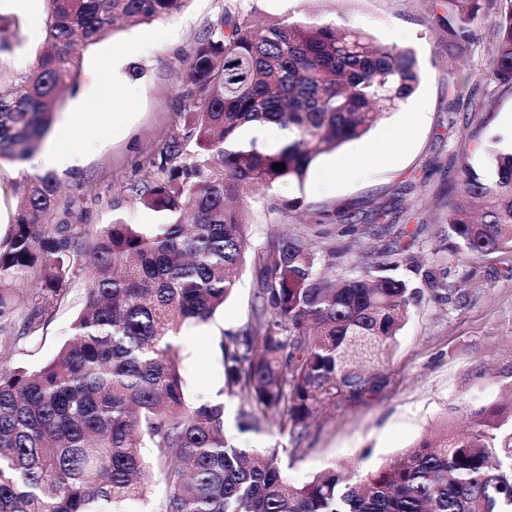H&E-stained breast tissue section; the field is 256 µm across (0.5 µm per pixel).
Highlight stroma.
I'll return each instance as SVG.
<instances>
[{
    "label": "stroma",
    "mask_w": 512,
    "mask_h": 512,
    "mask_svg": "<svg viewBox=\"0 0 512 512\" xmlns=\"http://www.w3.org/2000/svg\"><path fill=\"white\" fill-rule=\"evenodd\" d=\"M237 12L261 22H333L369 30L381 45L413 49L421 75L418 89L397 111L364 138L319 157L303 183L255 192L246 211L252 249L290 232L307 234L320 252L324 243L315 224L332 230L353 224L360 245L337 259V274H359L398 240L408 245L409 259L391 268L390 276L419 284L413 268L418 261L436 270L440 287L412 308L366 390L322 406L302 435L238 432L237 416L246 405L236 398L224 402L228 434L242 448H287L288 475L302 484L328 468H378L445 425L466 432L467 409L512 396L499 377L512 369V249L457 254L448 234V187L460 176L456 156L462 147L472 148L471 162L484 172V146H512V85L474 80L493 60L496 35L485 20L475 22L474 40L462 57L448 40L446 12L436 0H188L177 14L139 26L116 24L95 44L79 48L75 85L54 107L53 129L78 114L96 126L99 140L80 144L78 165L55 173L62 196L73 203L71 221L92 229L118 217L162 223V215L143 207L130 188L156 177L160 148L182 135L186 52L221 17ZM0 19L10 23L11 48L0 52V75L8 77L31 65L42 45L43 0H26L21 8L0 0ZM135 66L141 75L132 74ZM479 103L486 111H476ZM399 128L404 141L393 151L386 142ZM350 159L357 162L350 176L326 178L332 161ZM41 174L31 160L0 161V245L16 224L19 185ZM272 198L285 202V210L269 211ZM379 206L387 214L381 223L374 219ZM257 292L258 272L249 262L223 311L181 327L177 347L190 401L217 398L224 385L218 340L251 320ZM85 301L82 282L72 283L49 323L15 352L14 363L35 367L50 360L69 339Z\"/></svg>",
    "instance_id": "stroma-1"
}]
</instances>
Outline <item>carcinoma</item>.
Returning <instances> with one entry per match:
<instances>
[{
  "mask_svg": "<svg viewBox=\"0 0 512 512\" xmlns=\"http://www.w3.org/2000/svg\"><path fill=\"white\" fill-rule=\"evenodd\" d=\"M35 62L0 77V159L24 162L53 123V105L80 67L75 42L95 43L120 21L136 26L187 0H44ZM496 49L488 80L512 83V0H487ZM448 35L472 42L480 0H443ZM181 91L184 142L160 150V176L131 187L166 217L146 227L117 218L89 234L46 218L58 209L51 174L20 186L19 216L0 248V351L30 338L82 280L85 307L49 362L0 359V512H124L154 477L159 512H512V401L470 412V430L431 434L389 465L328 469L297 485L288 449L240 448L226 436L224 402L188 401L171 332L206 322L237 287L250 252L244 199L256 187L301 182L310 165L357 140L418 88L410 49L379 46L334 23L260 24L227 15L197 40ZM289 132L279 146L236 143L246 127ZM482 175L462 150L449 190L455 250L512 248V150H490ZM284 168L276 170L273 165ZM324 258L285 234L253 252L259 273L251 321L219 340L221 394L255 405L280 434L305 429L318 407L365 390L369 371L424 296L384 264L338 276L358 244L348 225ZM27 285L18 310L16 286ZM241 432L262 424L242 412ZM151 448L154 464L142 449Z\"/></svg>",
  "mask_w": 512,
  "mask_h": 512,
  "instance_id": "carcinoma-1",
  "label": "carcinoma"
}]
</instances>
